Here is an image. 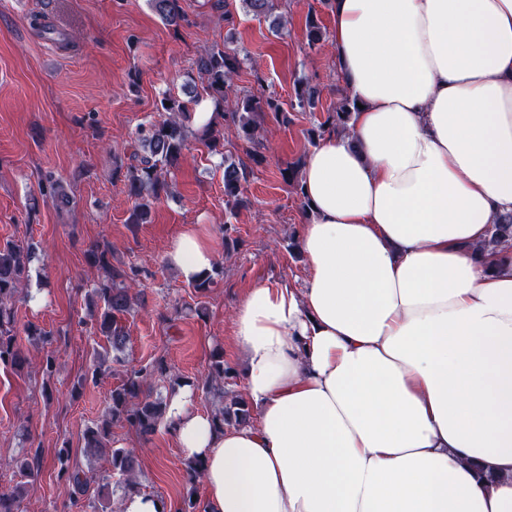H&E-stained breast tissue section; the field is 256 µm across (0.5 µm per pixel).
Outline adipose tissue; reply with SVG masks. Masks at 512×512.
<instances>
[{"label": "adipose tissue", "mask_w": 512, "mask_h": 512, "mask_svg": "<svg viewBox=\"0 0 512 512\" xmlns=\"http://www.w3.org/2000/svg\"><path fill=\"white\" fill-rule=\"evenodd\" d=\"M356 100L303 169L302 287L239 305L253 426L219 430L191 388L167 421L205 462L206 512H512V0H334ZM188 282L214 254L183 233ZM512 240V214L500 216L495 224H491L488 238L478 250L491 261L503 251ZM490 261V262H491Z\"/></svg>", "instance_id": "1"}]
</instances>
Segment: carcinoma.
Returning <instances> with one entry per match:
<instances>
[{
	"label": "carcinoma",
	"mask_w": 512,
	"mask_h": 512,
	"mask_svg": "<svg viewBox=\"0 0 512 512\" xmlns=\"http://www.w3.org/2000/svg\"><path fill=\"white\" fill-rule=\"evenodd\" d=\"M152 7L168 24L176 25L181 20L180 0H150ZM247 12L261 18L267 17L275 8L274 0H242ZM243 61L224 49L213 46L206 48L196 60V72L202 90L210 98L215 119L201 127L200 139L209 152L221 154L224 151V131L235 130L236 135L250 143L255 142L258 125L254 116L270 113L279 116L281 106L275 97L257 96L249 91H238L234 86V75ZM319 95L317 88L306 83L295 87L296 106L304 109L315 104ZM162 111L167 117L157 123L142 126L138 130L140 150L131 155L132 164L115 168V175L124 178L126 193L135 200L129 216V224L137 227L151 221L152 206L169 192L167 175L179 164L183 150L187 148L191 131L186 125L191 119L198 94L185 91L184 97L168 94L163 99ZM352 101L344 98L339 109L329 115L318 127L317 137L327 132H340L347 127ZM287 184L300 197L303 208H309L304 193L300 169L290 167L282 172ZM246 171L231 163L224 166V203L233 211L242 202ZM512 241V214L498 218L491 225L489 236L480 245L479 251L490 260L504 250ZM38 260L37 247L32 244H6L0 246V364L20 370L27 357L17 346L15 304L18 294L29 280L31 266ZM86 262L100 272L104 279L88 294V301L97 312L98 332L106 338L107 344L93 349L94 369L92 378L104 374L105 363L125 352L129 335L124 319L135 305L136 279L112 264V251L99 246L87 250ZM221 267L211 270L191 283L194 291L203 295L209 291ZM28 340L41 348L40 369L51 376L55 369V352L50 350L54 342L52 334L34 324L25 328ZM115 356H110V353ZM158 377H167L177 386L187 385L200 389L214 406L212 412L219 429L249 426L253 423L251 405L244 394L225 387L232 378L231 369L224 366V352L220 347L212 350L208 373L201 380L192 381L171 373L162 359L133 370L123 383L112 389L110 404L94 425L85 430L83 440L85 452L91 456L110 455L112 471L123 479L124 494L139 492L137 473L138 458L130 448L108 446L112 426L123 424L133 429L138 436L146 439L153 435L166 418L167 401L155 397L150 385ZM57 477L71 488V507L75 512H86L104 500L108 485L88 476L79 465L71 462L70 448L64 446L57 453ZM204 463L199 459L186 462V473L190 489L176 512H198L195 498V484L202 477ZM25 485L18 484L9 493H0V512H21Z\"/></svg>",
	"instance_id": "carcinoma-1"
}]
</instances>
